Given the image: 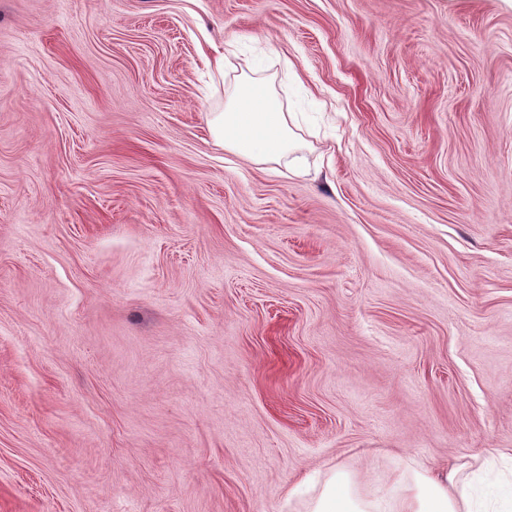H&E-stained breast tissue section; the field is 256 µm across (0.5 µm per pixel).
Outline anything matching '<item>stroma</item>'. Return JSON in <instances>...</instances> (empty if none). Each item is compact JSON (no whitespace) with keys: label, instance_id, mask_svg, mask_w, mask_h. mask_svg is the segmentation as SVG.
I'll use <instances>...</instances> for the list:
<instances>
[{"label":"stroma","instance_id":"35a3bbf8","mask_svg":"<svg viewBox=\"0 0 512 512\" xmlns=\"http://www.w3.org/2000/svg\"><path fill=\"white\" fill-rule=\"evenodd\" d=\"M245 75L300 170L214 144ZM491 448L511 6L0 0V512H301Z\"/></svg>","mask_w":512,"mask_h":512}]
</instances>
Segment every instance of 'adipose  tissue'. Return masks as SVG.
I'll use <instances>...</instances> for the list:
<instances>
[{
    "instance_id": "adipose-tissue-1",
    "label": "adipose tissue",
    "mask_w": 512,
    "mask_h": 512,
    "mask_svg": "<svg viewBox=\"0 0 512 512\" xmlns=\"http://www.w3.org/2000/svg\"><path fill=\"white\" fill-rule=\"evenodd\" d=\"M297 118L283 111L270 82L247 76L238 81L223 111L212 113L209 131L225 151L255 164L277 163L300 148ZM306 512H488L472 496L460 469L425 467L410 459L390 490L362 495L350 474L335 471Z\"/></svg>"
}]
</instances>
